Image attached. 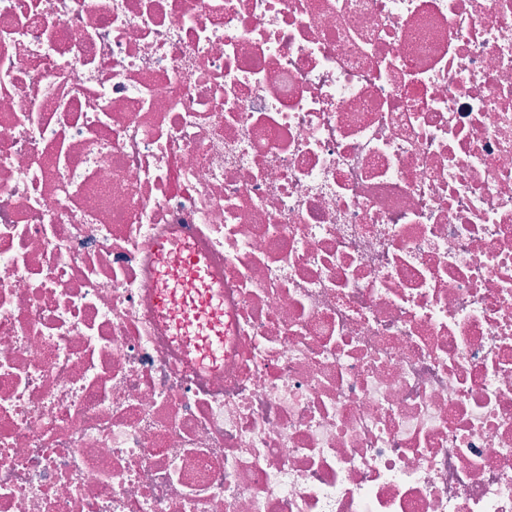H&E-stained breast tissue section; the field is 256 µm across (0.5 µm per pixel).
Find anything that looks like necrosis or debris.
Instances as JSON below:
<instances>
[{
  "label": "necrosis or debris",
  "instance_id": "obj_1",
  "mask_svg": "<svg viewBox=\"0 0 512 512\" xmlns=\"http://www.w3.org/2000/svg\"><path fill=\"white\" fill-rule=\"evenodd\" d=\"M0 512H512V0H0ZM168 253L174 254L176 260L184 265L191 267L193 271L192 279H182L178 282V288H197V285L204 281L208 276V269L206 265L198 258L193 257L189 253H185L184 250L172 251L167 250Z\"/></svg>",
  "mask_w": 512,
  "mask_h": 512
}]
</instances>
